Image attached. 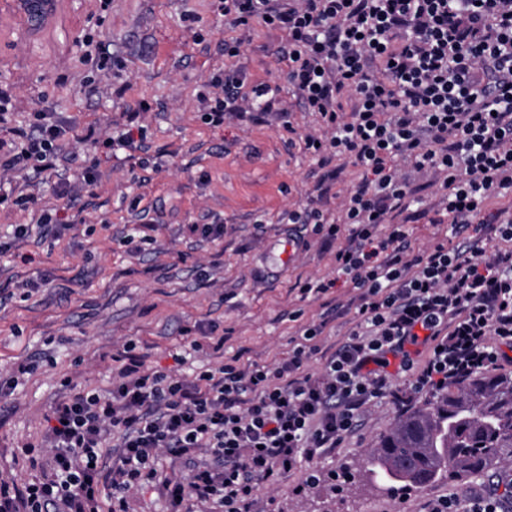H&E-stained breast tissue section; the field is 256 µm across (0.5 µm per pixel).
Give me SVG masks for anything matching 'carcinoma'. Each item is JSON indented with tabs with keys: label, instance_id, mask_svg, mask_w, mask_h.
Returning <instances> with one entry per match:
<instances>
[{
	"label": "carcinoma",
	"instance_id": "1",
	"mask_svg": "<svg viewBox=\"0 0 512 512\" xmlns=\"http://www.w3.org/2000/svg\"><path fill=\"white\" fill-rule=\"evenodd\" d=\"M512 463V376L479 374L400 420L365 459L389 492L443 478L479 475Z\"/></svg>",
	"mask_w": 512,
	"mask_h": 512
}]
</instances>
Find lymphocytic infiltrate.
I'll return each mask as SVG.
<instances>
[{"label": "lymphocytic infiltrate", "instance_id": "f902f5d3", "mask_svg": "<svg viewBox=\"0 0 512 512\" xmlns=\"http://www.w3.org/2000/svg\"><path fill=\"white\" fill-rule=\"evenodd\" d=\"M234 27L282 32L287 79L317 132L303 152L345 160L361 178L326 222L308 206L292 224L339 241L336 269L357 289L355 325L334 350L316 342L328 319L301 327L273 364L233 361L193 380L130 361L110 395L60 399L47 419L52 473L0 486V512H126L157 485L167 512L189 501L251 512L260 483L326 456L387 398L406 413L512 358V0H219ZM208 124L262 123L288 108L239 68L213 72L196 93ZM72 128L52 107L11 129L0 171L59 167ZM437 186L444 241L418 254L402 214L417 202L411 174ZM323 363L307 368L313 356ZM407 375V387L393 386ZM187 467L164 475L160 453Z\"/></svg>", "mask_w": 512, "mask_h": 512}]
</instances>
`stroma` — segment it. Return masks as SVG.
Masks as SVG:
<instances>
[{"instance_id":"stroma-1","label":"stroma","mask_w":512,"mask_h":512,"mask_svg":"<svg viewBox=\"0 0 512 512\" xmlns=\"http://www.w3.org/2000/svg\"><path fill=\"white\" fill-rule=\"evenodd\" d=\"M197 17L186 27L183 14ZM103 34L112 53L111 84L92 81L93 62L81 41ZM242 43L235 66L249 80L279 85L295 103L278 49L283 33L259 25L227 30L213 0H57L49 23L28 27L11 0H0V87L11 95L8 124L28 126L51 104L76 129L143 113L144 146L159 167L143 168L124 155L109 156L88 144L63 143L75 153L70 174L98 164L94 194L56 200L55 179L45 176L38 200L0 206V235L30 225L15 256H0V376L15 363L35 366L14 392L0 397V484L38 477L26 449L41 456L47 417L67 391L108 393L118 357L128 344L149 371L193 379L238 354L260 364L287 354L300 327L320 320L323 301L348 303L355 291L337 274V245L311 224H285L288 211L305 206L323 170L316 159L290 146L280 121L204 124L195 110L201 82L223 68L224 39ZM123 95H116L118 86ZM57 210L69 224L65 242H53L36 220ZM191 224H220L223 242L190 234ZM142 236L131 251L129 234ZM311 247L289 262L278 256L288 241ZM49 273L45 286L26 280ZM328 281L325 300L301 298L299 281ZM204 321L224 331L222 351L178 362L182 328ZM399 420L381 400L369 406L358 429L336 452L261 483L251 512H424L428 501L461 498L498 485L512 466L490 476L442 480L390 495L363 486V459ZM315 483H305L306 471Z\"/></svg>"}]
</instances>
